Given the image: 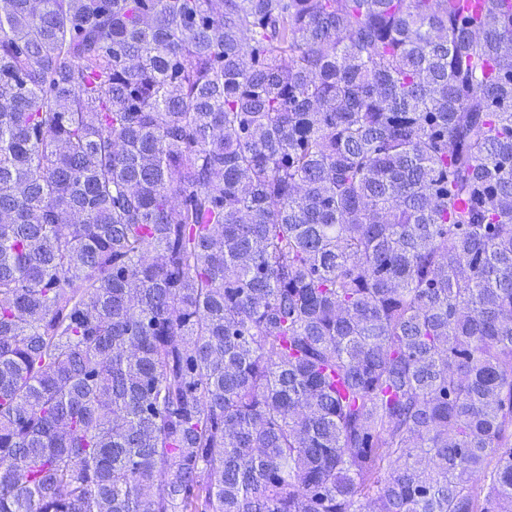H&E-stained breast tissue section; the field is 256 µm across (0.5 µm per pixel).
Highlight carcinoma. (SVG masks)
Returning a JSON list of instances; mask_svg holds the SVG:
<instances>
[{"label": "carcinoma", "instance_id": "1", "mask_svg": "<svg viewBox=\"0 0 512 512\" xmlns=\"http://www.w3.org/2000/svg\"><path fill=\"white\" fill-rule=\"evenodd\" d=\"M498 2L0 0V512H512Z\"/></svg>", "mask_w": 512, "mask_h": 512}]
</instances>
